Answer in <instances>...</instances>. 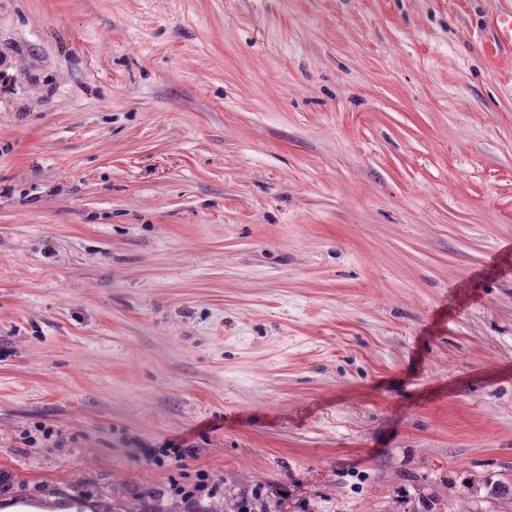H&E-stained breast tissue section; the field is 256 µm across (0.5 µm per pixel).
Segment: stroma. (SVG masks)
Segmentation results:
<instances>
[{
	"mask_svg": "<svg viewBox=\"0 0 512 512\" xmlns=\"http://www.w3.org/2000/svg\"><path fill=\"white\" fill-rule=\"evenodd\" d=\"M508 8L0 0V512H512Z\"/></svg>",
	"mask_w": 512,
	"mask_h": 512,
	"instance_id": "obj_1",
	"label": "stroma"
}]
</instances>
